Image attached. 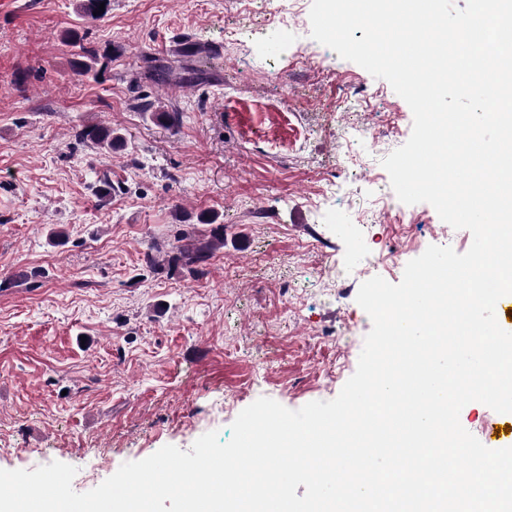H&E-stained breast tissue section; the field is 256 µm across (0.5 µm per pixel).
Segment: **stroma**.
<instances>
[{"instance_id":"35a3bbf8","label":"stroma","mask_w":512,"mask_h":512,"mask_svg":"<svg viewBox=\"0 0 512 512\" xmlns=\"http://www.w3.org/2000/svg\"><path fill=\"white\" fill-rule=\"evenodd\" d=\"M261 2L110 0L91 19L80 0H0V469L66 463L84 493L163 446L229 440L258 398L332 400L372 328L361 284L399 283L431 245L470 248L397 199L382 161L413 115L386 80L307 23L229 41ZM196 47L216 56L192 72ZM88 50L93 71L74 72ZM97 124L125 150L77 141ZM105 172L118 190L100 200ZM203 213L224 226L206 275L151 269Z\"/></svg>"}]
</instances>
